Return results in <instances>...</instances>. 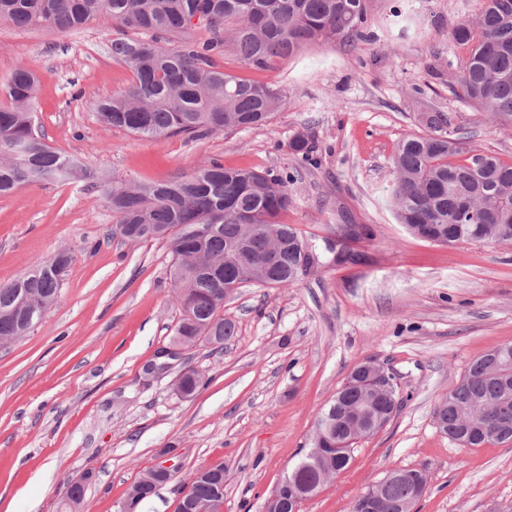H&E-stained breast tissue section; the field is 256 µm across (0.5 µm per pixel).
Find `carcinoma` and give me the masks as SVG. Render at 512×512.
Returning <instances> with one entry per match:
<instances>
[{
    "label": "carcinoma",
    "instance_id": "obj_1",
    "mask_svg": "<svg viewBox=\"0 0 512 512\" xmlns=\"http://www.w3.org/2000/svg\"><path fill=\"white\" fill-rule=\"evenodd\" d=\"M371 0H0V22L20 29L61 34L108 19L126 34L112 39V58L132 75L129 87L95 102L98 120L140 137L183 134L207 137L266 125L279 111L278 88L217 67L214 55L231 52L237 62L266 70L319 41L372 37ZM144 31L148 40L137 37ZM450 38L467 56L454 82L470 105L501 123H512V0H482L475 21H460ZM39 80L19 65L0 84V196L23 185L81 182L112 207L117 229L137 242L164 240L172 253L170 279L181 318L172 339L191 349L204 342L224 348L235 323L224 317V288L238 276L269 288L297 281L303 264L321 265L320 255L281 216L292 206L290 175L214 162L166 182L123 181L92 175L78 160L49 146L39 129ZM424 134L404 137L393 157L389 202L411 232L454 243L512 244V162L486 155L476 167L451 116L427 112ZM290 148L305 157L316 144L296 135ZM69 263L52 257L21 279L0 285V343L27 334L59 302ZM321 413H334L322 447L325 465L346 469L357 435L387 410L365 384L347 377ZM441 431L468 448L512 443L497 422L512 424V343L469 364L435 411ZM186 498L224 503V463L201 468ZM303 484L317 479L307 455L288 472ZM406 481L382 491L378 512H402L412 497Z\"/></svg>",
    "mask_w": 512,
    "mask_h": 512
}]
</instances>
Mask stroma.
<instances>
[{"label":"stroma","instance_id":"35a3bbf8","mask_svg":"<svg viewBox=\"0 0 512 512\" xmlns=\"http://www.w3.org/2000/svg\"><path fill=\"white\" fill-rule=\"evenodd\" d=\"M394 2L373 0V37L355 47L314 43L267 71L223 60L285 99L264 128L203 139L145 140L98 122L94 101L131 80L110 53L121 34L111 21L71 34L0 22V82L20 64L39 75L38 123L51 146L92 172L142 181L213 161L289 171L284 221L322 256L296 284L235 290L224 316L237 333L223 349L198 346L149 375L181 316L167 244L117 236L107 201L80 183L0 197V283L58 251L72 256L58 304L0 348V512H60L75 481L85 484L83 512H116L164 448L178 450L182 468L139 512H175L192 473L218 462L224 512H263L309 446L317 414L366 359L392 374L399 408L301 512H350L387 471L421 465L428 490L416 512H512V443L465 448L435 420L468 364L512 343V245L414 237L387 201L395 146L421 131L422 113H449L473 152L507 162L512 124L461 100L448 71L449 57L466 55L450 27L473 19L479 0H421L406 33L390 24ZM300 132L317 145L312 160L288 147ZM345 224L374 234L343 235ZM330 240L344 261L327 251ZM189 369L207 383L184 398L174 382Z\"/></svg>","mask_w":512,"mask_h":512}]
</instances>
